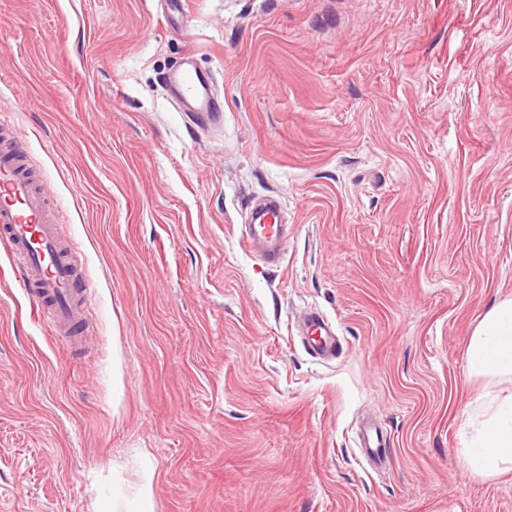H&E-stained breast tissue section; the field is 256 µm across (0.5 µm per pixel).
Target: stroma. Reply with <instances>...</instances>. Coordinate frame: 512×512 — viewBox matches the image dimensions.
Returning a JSON list of instances; mask_svg holds the SVG:
<instances>
[{"mask_svg": "<svg viewBox=\"0 0 512 512\" xmlns=\"http://www.w3.org/2000/svg\"><path fill=\"white\" fill-rule=\"evenodd\" d=\"M185 2L0 0V114L92 286L69 347L0 249V512H129L148 462L154 512H512L464 427L512 394L467 367L512 298V0ZM184 57L222 122L171 99ZM277 200L263 210L248 212L241 241L247 251L268 265H279L283 258L282 225L277 216L281 210ZM308 340L317 355H334L336 353V333L328 322L314 310L306 318ZM318 336V338L313 337Z\"/></svg>", "mask_w": 512, "mask_h": 512, "instance_id": "obj_1", "label": "stroma"}]
</instances>
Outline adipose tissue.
Masks as SVG:
<instances>
[{
  "instance_id": "1",
  "label": "adipose tissue",
  "mask_w": 512,
  "mask_h": 512,
  "mask_svg": "<svg viewBox=\"0 0 512 512\" xmlns=\"http://www.w3.org/2000/svg\"><path fill=\"white\" fill-rule=\"evenodd\" d=\"M478 373L512 376V300L496 304L480 321L468 354ZM468 463L482 474L512 469V395L495 401L475 430Z\"/></svg>"
}]
</instances>
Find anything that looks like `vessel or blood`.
Returning a JSON list of instances; mask_svg holds the SVG:
<instances>
[{
	"mask_svg": "<svg viewBox=\"0 0 512 512\" xmlns=\"http://www.w3.org/2000/svg\"><path fill=\"white\" fill-rule=\"evenodd\" d=\"M166 84L200 119L219 121L210 88L214 76L191 63L167 74ZM280 202L249 211L241 241L247 251L269 265L283 258L282 229L277 221ZM0 243L18 268L25 290L49 331L75 336L85 319L86 287L79 284L73 258L65 246L47 191L34 176L23 145L0 140ZM310 343L319 355L336 352V334L316 312L306 318Z\"/></svg>",
	"mask_w": 512,
	"mask_h": 512,
	"instance_id": "obj_1",
	"label": "vessel or blood"
}]
</instances>
